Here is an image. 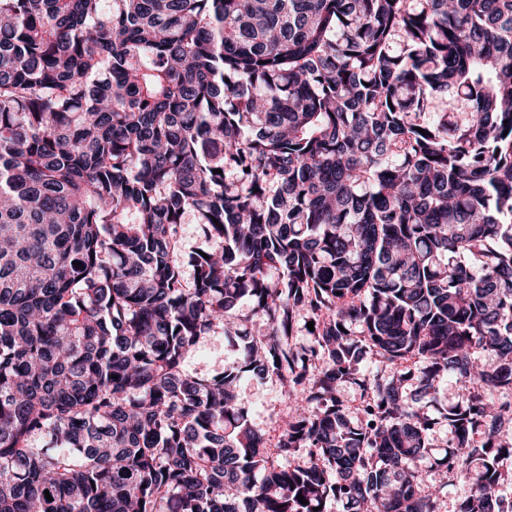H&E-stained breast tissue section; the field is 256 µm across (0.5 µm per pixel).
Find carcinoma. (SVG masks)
Returning a JSON list of instances; mask_svg holds the SVG:
<instances>
[{"mask_svg": "<svg viewBox=\"0 0 512 512\" xmlns=\"http://www.w3.org/2000/svg\"><path fill=\"white\" fill-rule=\"evenodd\" d=\"M504 391L512 0H0V512H512ZM238 358L237 347L224 335L206 336L188 358L187 369L198 374L213 373L224 370L226 365L236 362ZM240 400L248 409L251 422L264 437L267 448L279 440L282 418L288 411V396L275 379L245 380L240 388ZM456 390L457 388L454 384L453 386H448V382L442 384L438 399L434 404V407L431 408L432 416L436 418V421L438 422L435 426V444L438 447L433 448L432 450L434 458L441 457L445 450L448 449L446 446H448V443L450 442L451 434L448 431V425L444 420L442 413L444 412L443 408H446V406L454 400V393Z\"/></svg>", "mask_w": 512, "mask_h": 512, "instance_id": "carcinoma-1", "label": "carcinoma"}]
</instances>
